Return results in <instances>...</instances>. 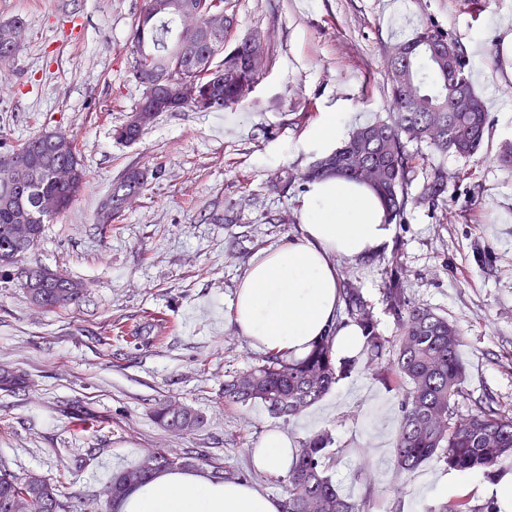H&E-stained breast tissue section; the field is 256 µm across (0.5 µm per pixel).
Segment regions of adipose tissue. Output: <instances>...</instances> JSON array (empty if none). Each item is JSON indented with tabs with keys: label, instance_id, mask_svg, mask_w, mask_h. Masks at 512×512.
Masks as SVG:
<instances>
[{
	"label": "adipose tissue",
	"instance_id": "adipose-tissue-1",
	"mask_svg": "<svg viewBox=\"0 0 512 512\" xmlns=\"http://www.w3.org/2000/svg\"><path fill=\"white\" fill-rule=\"evenodd\" d=\"M393 233L377 196L341 177L307 188L297 234L256 254L231 305L237 332L265 352L301 358L313 343L335 332L333 349L355 356L362 346L355 325L337 326L338 259H361L380 251ZM295 452L292 439L272 429L253 451L257 469L285 475ZM279 501L253 487L212 481L203 472L172 471L131 490L119 512H280Z\"/></svg>",
	"mask_w": 512,
	"mask_h": 512
}]
</instances>
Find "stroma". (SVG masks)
Returning a JSON list of instances; mask_svg holds the SVG:
<instances>
[{
	"instance_id": "1",
	"label": "stroma",
	"mask_w": 512,
	"mask_h": 512,
	"mask_svg": "<svg viewBox=\"0 0 512 512\" xmlns=\"http://www.w3.org/2000/svg\"><path fill=\"white\" fill-rule=\"evenodd\" d=\"M141 5L0 0V23L17 19L24 29L19 56L0 71V135L15 147L45 130L75 136L88 174L85 190L24 258L83 282L80 302L49 312L16 278L0 279V375L25 380L0 389V466L20 478L65 476L70 512H89L112 473L145 452L199 448L278 498V478L252 461L277 427L295 441L331 435L328 473L369 512H433L463 494L476 505L492 498L497 473L462 487L457 472L434 460L408 476L406 494H394L399 396L364 367L288 421L258 404L225 406L219 390L225 374L262 356L229 321L241 274L301 222L305 186L278 195L271 180L323 155L311 135L328 113H355L358 126L386 117L387 55L431 19L466 53L489 130L472 158L432 157L448 174L447 200L417 203L427 173L418 168L389 245L338 266L361 286L388 337L397 329L382 290L391 267L401 268L411 301L460 329L471 397L491 392L512 410V170L495 161L512 142V61L498 53L512 0L479 15L469 0H229L236 35L269 46L249 98L221 112L159 113L125 144L114 131L142 97L127 63ZM131 167L148 173L145 191L112 224H96L100 200ZM229 205L237 219L221 223ZM480 246L494 251L492 266L478 262ZM163 399L197 409L203 425L185 434L161 428L153 409ZM362 467L371 486L356 478Z\"/></svg>"
}]
</instances>
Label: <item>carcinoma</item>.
I'll list each match as a JSON object with an SVG mask.
<instances>
[{
  "instance_id": "cac0c4a2",
  "label": "carcinoma",
  "mask_w": 512,
  "mask_h": 512,
  "mask_svg": "<svg viewBox=\"0 0 512 512\" xmlns=\"http://www.w3.org/2000/svg\"><path fill=\"white\" fill-rule=\"evenodd\" d=\"M211 0H143L130 34L129 75L172 77L170 96L179 99L184 82L202 83L214 67L206 37L187 38L178 26L179 13L188 3L207 5ZM214 27L212 39L224 46L223 76L212 87V112L239 106L263 74V52L256 37L241 41L232 37L233 22L207 19ZM17 21L0 23V65L18 56L22 46L13 44ZM469 65L461 45L434 20L415 35L395 44L388 55L387 106L384 119L354 128L346 141L316 160L303 174L282 169L271 190L284 194L295 182H313L341 176L359 182L380 199L384 222L399 224L409 203L408 188L414 180L417 156L408 144H426L435 155L475 154L489 129V115L475 91L466 69ZM10 152L36 157L22 179L5 166ZM146 174L128 169L113 183L101 201L96 223H112L123 210V200L141 193ZM87 183L76 138L58 142L44 131L14 148L0 140V269L16 272L31 301L51 311L80 302L82 284L47 268L22 266L25 255L38 245L44 224L67 210ZM448 195V176L439 166L431 168L419 198L435 203ZM338 323L357 324L363 332L366 366L373 376L400 393V419L394 448L396 493L404 490L403 478L426 461L436 458L450 470L491 473L500 460L512 456V414L491 393L472 401L467 412H459V399H467L465 373L460 359L462 336L456 325L434 310L413 303L405 281L392 275L384 288L389 313L397 336L388 338L378 329L360 288L341 280ZM333 337L323 336L303 358L290 359L268 353L257 364L224 380V405L262 403L274 417L291 419L327 395L352 367L333 356ZM158 423L172 432L181 426L199 427L204 417L192 409L175 415L167 403L154 409ZM332 444L327 433L298 441L295 459L283 484L282 512H367L366 501L340 493L327 474L325 459ZM205 461L202 455H180L169 448L155 450L151 461L112 475L103 489L106 512L133 488L148 483L155 475L171 470H190ZM217 480H247V475L229 465L212 463ZM65 482L41 474L24 480L0 468V512H10V500L28 497L30 512H66ZM433 512H500L489 499L473 505L459 497Z\"/></svg>"
}]
</instances>
